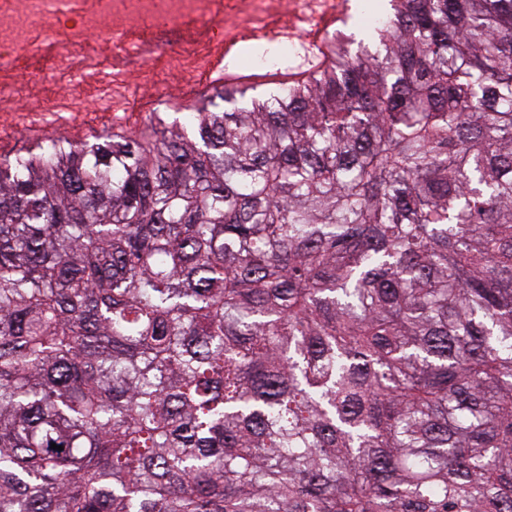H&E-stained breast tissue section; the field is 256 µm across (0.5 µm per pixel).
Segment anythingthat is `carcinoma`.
Instances as JSON below:
<instances>
[{"instance_id": "1", "label": "carcinoma", "mask_w": 512, "mask_h": 512, "mask_svg": "<svg viewBox=\"0 0 512 512\" xmlns=\"http://www.w3.org/2000/svg\"><path fill=\"white\" fill-rule=\"evenodd\" d=\"M388 2L0 155V512H512V0ZM349 2V10H348V18L347 12L345 14V19L347 20L344 24L341 23L336 30L342 29L347 35H356L359 36V32L369 33L373 30V28H364L361 24L366 22V16L370 15V12L366 10L365 15H361L360 11L362 9L363 4L366 1L363 0H347ZM363 1V2H362ZM360 7H356L357 4H360Z\"/></svg>"}]
</instances>
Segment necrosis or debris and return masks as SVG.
I'll return each mask as SVG.
<instances>
[{
    "label": "necrosis or debris",
    "instance_id": "necrosis-or-debris-1",
    "mask_svg": "<svg viewBox=\"0 0 512 512\" xmlns=\"http://www.w3.org/2000/svg\"><path fill=\"white\" fill-rule=\"evenodd\" d=\"M314 10L313 0H91L78 11L67 0H0V123H14L17 100L41 94L51 78L60 90L40 106L44 125L66 124L90 98L96 111L114 112L99 77L125 58L140 59L146 74L162 65L185 81H204V40L165 36L184 18L212 37L228 22L256 27L273 16L310 18Z\"/></svg>",
    "mask_w": 512,
    "mask_h": 512
}]
</instances>
